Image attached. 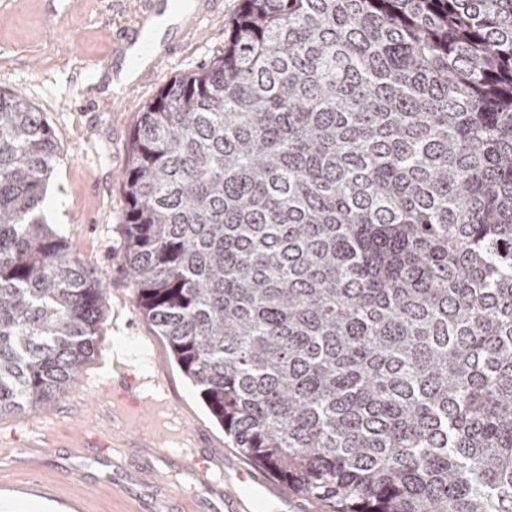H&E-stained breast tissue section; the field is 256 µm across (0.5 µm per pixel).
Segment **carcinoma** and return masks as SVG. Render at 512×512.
I'll list each match as a JSON object with an SVG mask.
<instances>
[{
	"label": "carcinoma",
	"instance_id": "cac0c4a2",
	"mask_svg": "<svg viewBox=\"0 0 512 512\" xmlns=\"http://www.w3.org/2000/svg\"><path fill=\"white\" fill-rule=\"evenodd\" d=\"M0 91V416L96 349ZM125 259L233 447L332 512H512V0H242L140 114Z\"/></svg>",
	"mask_w": 512,
	"mask_h": 512
}]
</instances>
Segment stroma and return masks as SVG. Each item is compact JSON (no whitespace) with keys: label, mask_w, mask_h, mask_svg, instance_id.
Segmentation results:
<instances>
[{"label":"stroma","mask_w":512,"mask_h":512,"mask_svg":"<svg viewBox=\"0 0 512 512\" xmlns=\"http://www.w3.org/2000/svg\"><path fill=\"white\" fill-rule=\"evenodd\" d=\"M157 0H0V90L42 112L60 142L45 212L58 236L103 283L105 313L97 351L76 382L38 411L46 431L36 441L28 414L0 416V512H224L236 472L268 476L232 447L165 342L142 315L123 258L128 207L123 174L131 132L144 107L174 77L213 65L242 0H195L138 80L119 93L88 77L123 59L122 30L140 28ZM157 375L172 415L127 414L116 393L128 377ZM184 424L199 434L218 481L188 489L176 449L139 443L140 429Z\"/></svg>","instance_id":"stroma-1"}]
</instances>
